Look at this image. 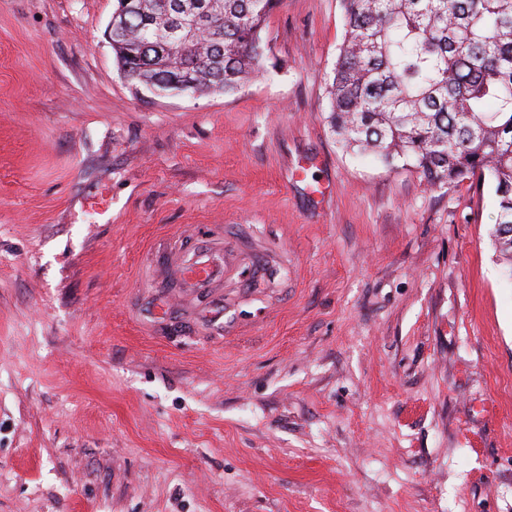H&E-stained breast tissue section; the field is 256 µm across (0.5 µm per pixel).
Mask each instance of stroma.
<instances>
[{
  "mask_svg": "<svg viewBox=\"0 0 512 512\" xmlns=\"http://www.w3.org/2000/svg\"><path fill=\"white\" fill-rule=\"evenodd\" d=\"M114 8L0 0V512H512L491 185L341 149L340 0L197 97L121 75ZM183 268V288H208L222 273L221 261L210 257Z\"/></svg>",
  "mask_w": 512,
  "mask_h": 512,
  "instance_id": "1",
  "label": "stroma"
}]
</instances>
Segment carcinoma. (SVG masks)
<instances>
[{
  "mask_svg": "<svg viewBox=\"0 0 512 512\" xmlns=\"http://www.w3.org/2000/svg\"><path fill=\"white\" fill-rule=\"evenodd\" d=\"M117 0L112 50L124 78L163 92L232 93L260 71L261 33L283 0ZM329 75L341 146L431 186L488 180L496 251L512 273V0H341ZM199 34L165 40L182 7Z\"/></svg>",
  "mask_w": 512,
  "mask_h": 512,
  "instance_id": "cac0c4a2",
  "label": "carcinoma"
}]
</instances>
